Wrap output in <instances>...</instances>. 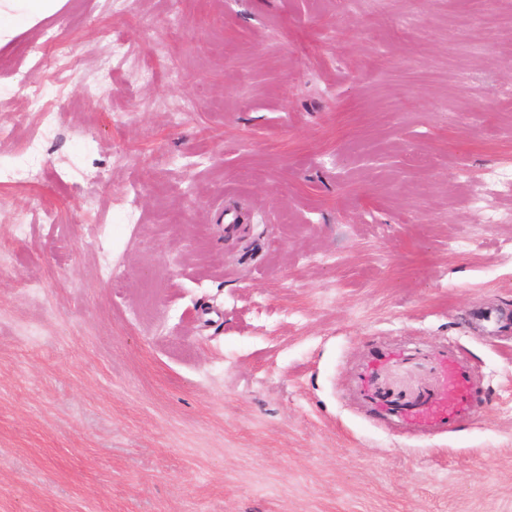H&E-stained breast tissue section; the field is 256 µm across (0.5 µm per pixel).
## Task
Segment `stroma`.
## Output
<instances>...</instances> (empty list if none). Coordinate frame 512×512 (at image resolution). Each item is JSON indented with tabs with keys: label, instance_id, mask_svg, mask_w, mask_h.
Returning <instances> with one entry per match:
<instances>
[{
	"label": "stroma",
	"instance_id": "1",
	"mask_svg": "<svg viewBox=\"0 0 512 512\" xmlns=\"http://www.w3.org/2000/svg\"><path fill=\"white\" fill-rule=\"evenodd\" d=\"M510 125L512 0H66L0 47V512H512ZM381 351L484 406L403 429Z\"/></svg>",
	"mask_w": 512,
	"mask_h": 512
}]
</instances>
